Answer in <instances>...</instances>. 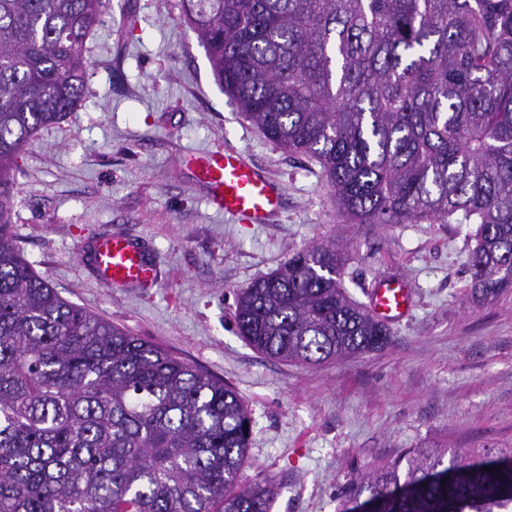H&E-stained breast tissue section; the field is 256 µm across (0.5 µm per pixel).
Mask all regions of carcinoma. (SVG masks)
Segmentation results:
<instances>
[{
  "label": "carcinoma",
  "mask_w": 512,
  "mask_h": 512,
  "mask_svg": "<svg viewBox=\"0 0 512 512\" xmlns=\"http://www.w3.org/2000/svg\"><path fill=\"white\" fill-rule=\"evenodd\" d=\"M110 0H0V512H270L239 489L247 410L224 381L63 299L17 245L15 162L81 107ZM224 87L321 168L355 224L477 225L474 296L512 288V0H179ZM240 336L320 365L389 328L347 294L336 243L237 300ZM494 471H488V468ZM460 474L441 483L448 471ZM378 512H512V448H412L338 494Z\"/></svg>",
  "instance_id": "cac0c4a2"
}]
</instances>
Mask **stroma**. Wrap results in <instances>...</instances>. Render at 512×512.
Wrapping results in <instances>:
<instances>
[{"label": "stroma", "instance_id": "35a3bbf8", "mask_svg": "<svg viewBox=\"0 0 512 512\" xmlns=\"http://www.w3.org/2000/svg\"><path fill=\"white\" fill-rule=\"evenodd\" d=\"M88 59L82 106L17 158L18 244L67 301L235 388L252 425L239 482L272 479L270 512H336L351 478L412 448H512V289L473 297L475 225L350 223L319 166L269 141L224 93L175 0H111ZM221 147L279 186L276 221L212 208L182 157ZM110 233L145 246L155 287L97 281L89 249ZM330 239L357 302L378 280L410 284L390 344L319 366L250 347L234 320L239 291Z\"/></svg>", "mask_w": 512, "mask_h": 512}]
</instances>
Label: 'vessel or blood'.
I'll use <instances>...</instances> for the list:
<instances>
[{"label": "vessel or blood", "mask_w": 512, "mask_h": 512, "mask_svg": "<svg viewBox=\"0 0 512 512\" xmlns=\"http://www.w3.org/2000/svg\"><path fill=\"white\" fill-rule=\"evenodd\" d=\"M195 180L204 186L215 210L249 224H268L279 216L281 199L274 182L233 149L191 153L185 157ZM98 278L113 286L153 285L158 268L139 243L118 235L98 239L91 252ZM411 292L400 283L380 282L370 295L374 316L387 322L405 318Z\"/></svg>", "instance_id": "obj_1"}]
</instances>
